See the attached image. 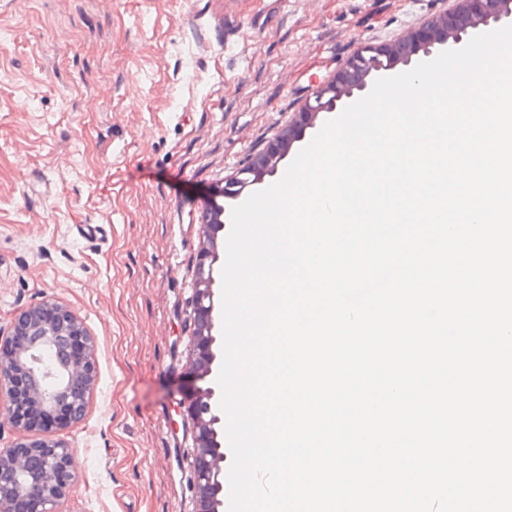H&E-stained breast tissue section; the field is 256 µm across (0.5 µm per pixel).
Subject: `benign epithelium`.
Returning a JSON list of instances; mask_svg holds the SVG:
<instances>
[{
  "label": "benign epithelium",
  "mask_w": 512,
  "mask_h": 512,
  "mask_svg": "<svg viewBox=\"0 0 512 512\" xmlns=\"http://www.w3.org/2000/svg\"><path fill=\"white\" fill-rule=\"evenodd\" d=\"M448 20L412 31L393 52L363 46L341 62L333 77L312 88L306 97L312 112H332L337 103L364 91L373 76L393 69L389 56L412 62L409 47L423 56L437 46L458 43L469 31L493 27L512 17V0H463ZM214 261L202 253L197 282H214ZM214 289L197 288L193 298L194 349L189 374L198 381L213 373L216 355ZM97 336L68 305L43 298L22 309L6 329H0V409L14 430V441L0 448V512H61L77 482L76 449L44 433L38 420L64 416L61 427L80 423L88 413L98 378ZM196 441L194 484L198 512H219L227 457L219 439L220 417L215 391L195 387L190 395Z\"/></svg>",
  "instance_id": "obj_1"
}]
</instances>
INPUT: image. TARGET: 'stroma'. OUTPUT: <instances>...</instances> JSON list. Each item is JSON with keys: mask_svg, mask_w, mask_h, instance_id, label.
I'll return each mask as SVG.
<instances>
[{"mask_svg": "<svg viewBox=\"0 0 512 512\" xmlns=\"http://www.w3.org/2000/svg\"><path fill=\"white\" fill-rule=\"evenodd\" d=\"M457 0H0V327L42 297L98 337L63 512H196L184 322L204 211L356 44Z\"/></svg>", "mask_w": 512, "mask_h": 512, "instance_id": "35a3bbf8", "label": "stroma"}]
</instances>
